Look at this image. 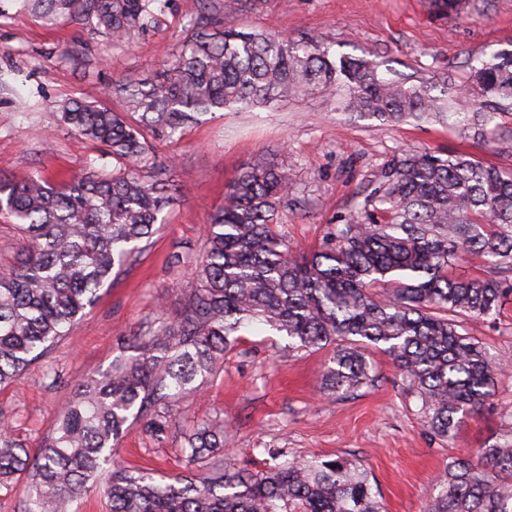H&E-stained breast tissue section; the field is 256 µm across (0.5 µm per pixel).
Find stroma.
I'll list each match as a JSON object with an SVG mask.
<instances>
[{"label": "stroma", "instance_id": "stroma-1", "mask_svg": "<svg viewBox=\"0 0 512 512\" xmlns=\"http://www.w3.org/2000/svg\"><path fill=\"white\" fill-rule=\"evenodd\" d=\"M197 8V0H168L152 27L117 45L92 23L49 25L5 0L0 71L13 89L0 94V177L22 181L42 174L61 180L91 162L111 169L112 159L99 147L57 126L56 104L81 98L122 110L121 100L108 93L113 82L133 71L165 68ZM232 20L288 38L313 35L336 53L367 58L413 83L447 74L459 85L474 57L512 50V0H468L458 15L438 12L434 0H255ZM74 45L100 57L94 74L60 62L61 51ZM409 149L474 154L510 170L512 119H502L495 142L487 145L434 120L383 124L317 94L246 112H216L186 128L181 138L161 143L158 154L172 159L177 189L167 223L100 290L69 336L0 390V421L27 448H39L80 379L108 369L125 352L123 338L138 333L157 312L180 311L183 292L196 280L204 227L247 165L263 160L287 172L293 191L280 229L291 245L308 251L329 225L359 211L387 162ZM467 331L489 347L501 371L492 410L468 417L451 443L426 431L416 398L387 356L369 353L371 384L328 396L322 391L328 350H293L287 337L263 326L243 334L208 389L181 399V416L223 419L225 461L256 472L277 451L289 458H344L367 469L386 512H424L449 457L512 432V299L496 317L468 321ZM120 448L121 461L130 466L160 475L184 469L176 429L158 442L142 424H133Z\"/></svg>", "mask_w": 512, "mask_h": 512}]
</instances>
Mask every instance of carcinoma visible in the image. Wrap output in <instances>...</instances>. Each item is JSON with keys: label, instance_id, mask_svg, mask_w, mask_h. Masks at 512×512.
I'll list each match as a JSON object with an SVG mask.
<instances>
[{"label": "carcinoma", "instance_id": "carcinoma-1", "mask_svg": "<svg viewBox=\"0 0 512 512\" xmlns=\"http://www.w3.org/2000/svg\"><path fill=\"white\" fill-rule=\"evenodd\" d=\"M47 21L92 17L123 43L152 20L162 0H17ZM189 35L161 72L112 85L114 112L69 99L57 121L115 160L55 184L0 177V215L23 240V258L0 271V388L46 357L150 240L176 188L153 141L171 139L201 117L270 106L315 92L342 95L349 112L384 124L446 120L490 141L512 117V51L470 67L451 87L388 78L373 61L336 56L305 34L239 31L228 0H199ZM288 174L255 162L228 185L210 217L196 283L182 310L161 313L128 339L109 369L87 375L30 450L0 423V488L25 474L22 512H71L105 466L110 512H385L367 470L343 459L294 457L261 472L224 464V425L181 429L185 471L157 480L116 459L133 422L162 441L177 403L214 381L238 333L264 324L291 347L332 349L325 388L354 392L372 381L369 348L387 354L408 382L426 426L452 442L483 410L499 370L464 321L490 318L512 297V170L465 153L394 157L360 212L332 224L321 244L295 252L283 234ZM474 259L479 272L454 274ZM425 512H512V433L471 455L453 456Z\"/></svg>", "mask_w": 512, "mask_h": 512}]
</instances>
